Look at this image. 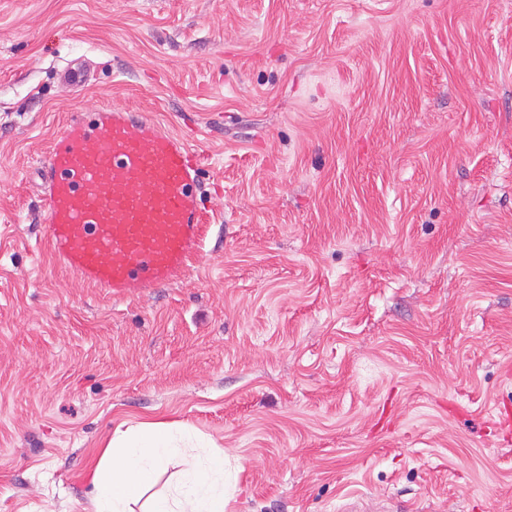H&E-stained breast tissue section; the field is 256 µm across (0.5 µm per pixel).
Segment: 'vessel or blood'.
<instances>
[{"instance_id": "vessel-or-blood-1", "label": "vessel or blood", "mask_w": 512, "mask_h": 512, "mask_svg": "<svg viewBox=\"0 0 512 512\" xmlns=\"http://www.w3.org/2000/svg\"><path fill=\"white\" fill-rule=\"evenodd\" d=\"M197 156L145 113L67 122L38 169L57 262L121 299L177 281L202 248Z\"/></svg>"}]
</instances>
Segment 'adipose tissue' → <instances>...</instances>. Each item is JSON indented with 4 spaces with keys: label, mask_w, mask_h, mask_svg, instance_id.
Masks as SVG:
<instances>
[{
    "label": "adipose tissue",
    "mask_w": 512,
    "mask_h": 512,
    "mask_svg": "<svg viewBox=\"0 0 512 512\" xmlns=\"http://www.w3.org/2000/svg\"><path fill=\"white\" fill-rule=\"evenodd\" d=\"M172 430L165 421L116 430L91 473L90 512H226L224 455L216 449L188 462L167 492H154L169 463Z\"/></svg>",
    "instance_id": "adipose-tissue-1"
}]
</instances>
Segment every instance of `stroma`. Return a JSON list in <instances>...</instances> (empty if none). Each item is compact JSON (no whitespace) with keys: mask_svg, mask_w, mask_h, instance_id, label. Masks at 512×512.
<instances>
[{"mask_svg":"<svg viewBox=\"0 0 512 512\" xmlns=\"http://www.w3.org/2000/svg\"><path fill=\"white\" fill-rule=\"evenodd\" d=\"M103 106L187 139L210 205L138 298L43 238L37 167ZM508 361L512 0H0V512H85L164 419L228 512H512Z\"/></svg>","mask_w":512,"mask_h":512,"instance_id":"obj_1","label":"stroma"}]
</instances>
